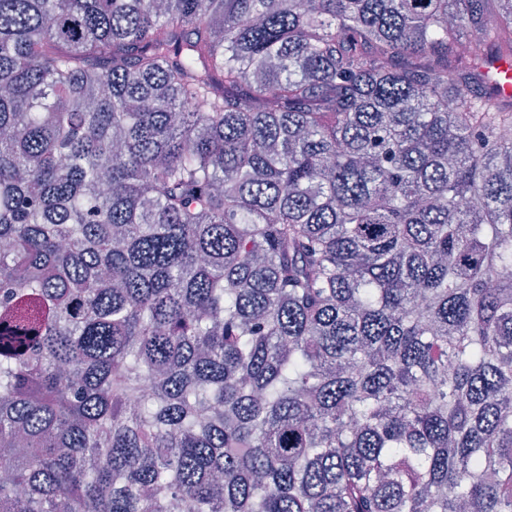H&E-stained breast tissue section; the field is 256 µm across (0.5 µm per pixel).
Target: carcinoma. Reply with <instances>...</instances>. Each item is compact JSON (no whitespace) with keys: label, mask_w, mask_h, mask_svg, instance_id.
<instances>
[{"label":"carcinoma","mask_w":512,"mask_h":512,"mask_svg":"<svg viewBox=\"0 0 512 512\" xmlns=\"http://www.w3.org/2000/svg\"><path fill=\"white\" fill-rule=\"evenodd\" d=\"M512 0H0V512H512Z\"/></svg>","instance_id":"obj_1"}]
</instances>
